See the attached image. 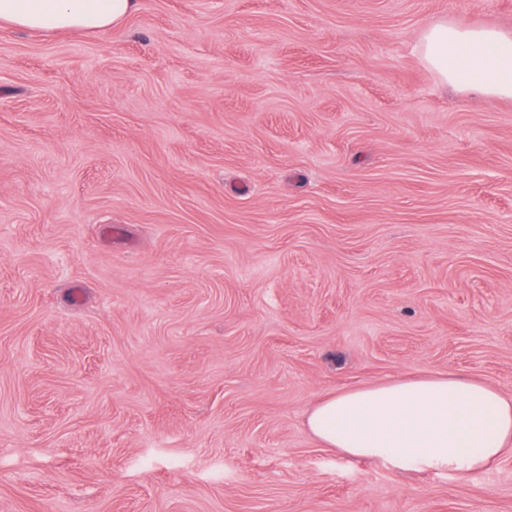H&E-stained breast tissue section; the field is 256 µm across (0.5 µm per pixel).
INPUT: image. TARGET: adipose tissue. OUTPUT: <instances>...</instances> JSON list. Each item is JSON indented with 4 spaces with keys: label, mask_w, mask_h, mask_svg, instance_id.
<instances>
[{
    "label": "adipose tissue",
    "mask_w": 512,
    "mask_h": 512,
    "mask_svg": "<svg viewBox=\"0 0 512 512\" xmlns=\"http://www.w3.org/2000/svg\"><path fill=\"white\" fill-rule=\"evenodd\" d=\"M138 0H0V20L30 32L97 31L123 23ZM418 50L462 91L512 97V34L440 23ZM307 426L344 457L432 473L484 470L512 445V398L463 375L397 377L322 398Z\"/></svg>",
    "instance_id": "1"
}]
</instances>
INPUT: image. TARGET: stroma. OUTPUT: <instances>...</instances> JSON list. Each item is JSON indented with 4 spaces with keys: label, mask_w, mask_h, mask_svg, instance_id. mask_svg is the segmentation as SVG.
<instances>
[{
    "label": "stroma",
    "mask_w": 512,
    "mask_h": 512,
    "mask_svg": "<svg viewBox=\"0 0 512 512\" xmlns=\"http://www.w3.org/2000/svg\"><path fill=\"white\" fill-rule=\"evenodd\" d=\"M512 0H139L0 23V512H512L306 417L397 375L512 397V98L430 26ZM138 0H0V20L30 32L97 31L123 23Z\"/></svg>",
    "instance_id": "stroma-1"
}]
</instances>
